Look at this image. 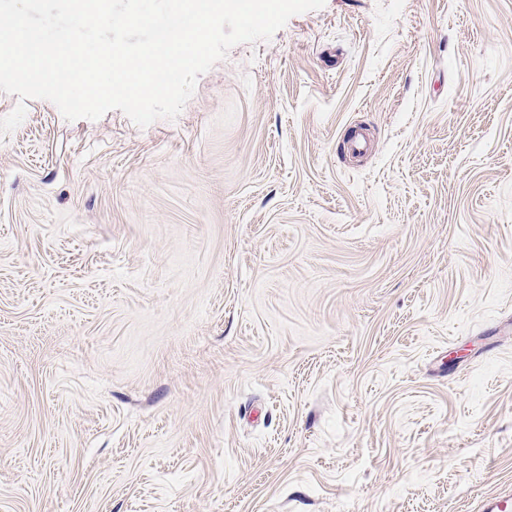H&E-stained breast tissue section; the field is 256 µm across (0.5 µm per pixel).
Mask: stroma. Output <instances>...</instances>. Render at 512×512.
Instances as JSON below:
<instances>
[{
    "mask_svg": "<svg viewBox=\"0 0 512 512\" xmlns=\"http://www.w3.org/2000/svg\"><path fill=\"white\" fill-rule=\"evenodd\" d=\"M500 491L512 0H325L144 129L27 100L0 140V512Z\"/></svg>",
    "mask_w": 512,
    "mask_h": 512,
    "instance_id": "35a3bbf8",
    "label": "stroma"
}]
</instances>
